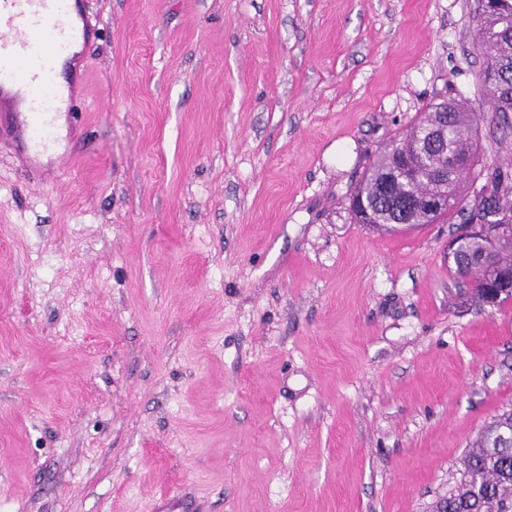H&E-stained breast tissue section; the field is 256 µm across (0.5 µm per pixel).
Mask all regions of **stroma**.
<instances>
[{
	"label": "stroma",
	"instance_id": "35a3bbf8",
	"mask_svg": "<svg viewBox=\"0 0 512 512\" xmlns=\"http://www.w3.org/2000/svg\"><path fill=\"white\" fill-rule=\"evenodd\" d=\"M60 173L0 140V512H425L512 410V300L342 202L425 107L512 136L476 0H80Z\"/></svg>",
	"mask_w": 512,
	"mask_h": 512
}]
</instances>
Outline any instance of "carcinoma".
Wrapping results in <instances>:
<instances>
[{
  "instance_id": "obj_1",
  "label": "carcinoma",
  "mask_w": 512,
  "mask_h": 512,
  "mask_svg": "<svg viewBox=\"0 0 512 512\" xmlns=\"http://www.w3.org/2000/svg\"><path fill=\"white\" fill-rule=\"evenodd\" d=\"M480 15L483 86L509 128L512 112V0H486ZM479 129L461 102L431 105L401 138L380 151L349 198L356 224H465L498 226L496 242L479 235L456 238L448 263L488 306L512 299V168L475 170ZM473 174V201L465 204L463 175ZM439 199L432 210L428 200ZM448 512H512V412L487 426L466 451L463 472L448 491Z\"/></svg>"
}]
</instances>
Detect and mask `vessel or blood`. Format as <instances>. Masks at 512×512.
<instances>
[{
  "label": "vessel or blood",
  "mask_w": 512,
  "mask_h": 512,
  "mask_svg": "<svg viewBox=\"0 0 512 512\" xmlns=\"http://www.w3.org/2000/svg\"><path fill=\"white\" fill-rule=\"evenodd\" d=\"M93 29L73 0H0V136L19 138L29 163L59 146L57 118L72 112L75 96L56 82V63L88 44Z\"/></svg>",
  "instance_id": "1"
}]
</instances>
